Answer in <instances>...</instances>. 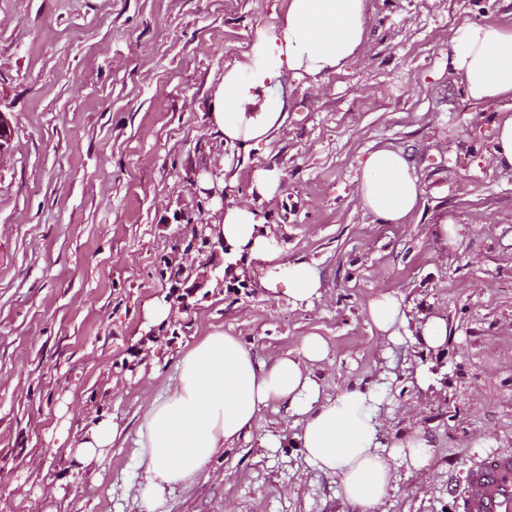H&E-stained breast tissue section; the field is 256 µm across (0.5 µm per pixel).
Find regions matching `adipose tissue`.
Listing matches in <instances>:
<instances>
[{
	"instance_id": "obj_1",
	"label": "adipose tissue",
	"mask_w": 512,
	"mask_h": 512,
	"mask_svg": "<svg viewBox=\"0 0 512 512\" xmlns=\"http://www.w3.org/2000/svg\"><path fill=\"white\" fill-rule=\"evenodd\" d=\"M365 32L364 0H289L278 32L260 34L246 61L225 69L209 122L225 143L247 150L267 140L284 119L285 103L274 89L287 75L329 72L352 59ZM448 67L466 95L483 102L512 97V27L465 24L448 38ZM356 196L375 220L407 223L422 193L413 164L390 149L370 152L361 164ZM211 232L228 248L225 264L242 256L267 265L269 288H283L291 303H310L322 286L315 267L282 260L259 210L229 204ZM370 322L393 339L403 326L397 297L370 301ZM327 357L325 341L307 337L297 357L264 359L239 337L220 330L181 353L177 377L164 399L145 404L135 431L141 450L138 512H164L168 493L193 483L224 448L234 445L269 405L299 416L297 440L305 457L336 476L341 498L356 512H377L397 464L427 466L430 443L415 432L382 445L379 413L384 397L349 386L323 395L310 367ZM121 434L102 417L67 447L80 466L101 463Z\"/></svg>"
}]
</instances>
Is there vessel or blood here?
<instances>
[{
  "instance_id": "vessel-or-blood-1",
  "label": "vessel or blood",
  "mask_w": 512,
  "mask_h": 512,
  "mask_svg": "<svg viewBox=\"0 0 512 512\" xmlns=\"http://www.w3.org/2000/svg\"><path fill=\"white\" fill-rule=\"evenodd\" d=\"M458 512H512V455L493 454L472 466L458 490Z\"/></svg>"
}]
</instances>
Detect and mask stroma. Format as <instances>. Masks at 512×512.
<instances>
[{"label": "stroma", "mask_w": 512, "mask_h": 512, "mask_svg": "<svg viewBox=\"0 0 512 512\" xmlns=\"http://www.w3.org/2000/svg\"><path fill=\"white\" fill-rule=\"evenodd\" d=\"M288 0H0V111L14 137L0 158V506L6 512H136L141 408L163 398L177 352L212 331L262 358L299 356L325 395L384 392L382 443L419 431L421 470L397 466L379 512H455L453 487L487 455L512 453V175L490 159L500 103L469 98L446 39L464 23L512 26V0H364L356 55L277 87L286 118L248 152L212 133L224 70ZM388 148L413 163L411 220L383 224L356 194L360 163ZM277 169L272 198L251 194ZM261 211L281 256L315 266L317 298L295 305L245 259L246 286L209 282L187 312L148 325L144 306L185 291L167 267L187 220L214 224L224 199ZM461 225L444 242L443 223ZM385 294L406 326L381 338L367 318ZM448 324L440 350L417 323ZM108 415L123 427L105 459L79 467L58 431ZM298 416L266 408L166 512H352L336 477L309 463Z\"/></svg>", "instance_id": "1"}]
</instances>
